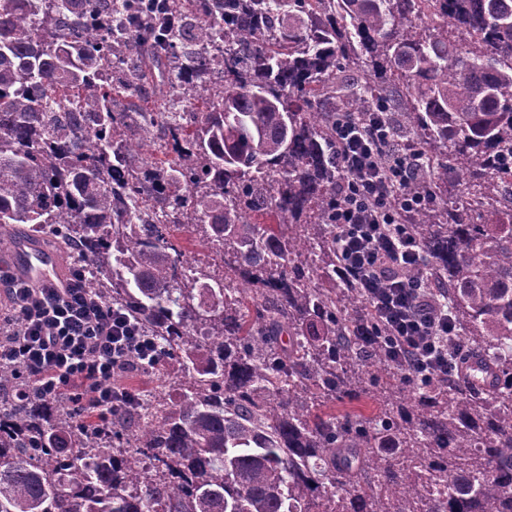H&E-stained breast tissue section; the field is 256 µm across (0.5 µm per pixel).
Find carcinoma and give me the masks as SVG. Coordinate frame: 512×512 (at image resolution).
<instances>
[{"label": "carcinoma", "mask_w": 512, "mask_h": 512, "mask_svg": "<svg viewBox=\"0 0 512 512\" xmlns=\"http://www.w3.org/2000/svg\"><path fill=\"white\" fill-rule=\"evenodd\" d=\"M338 112L421 145L405 221L492 386L362 335ZM27 233L181 383L96 418L0 366V512H512V0H0V250Z\"/></svg>", "instance_id": "carcinoma-1"}]
</instances>
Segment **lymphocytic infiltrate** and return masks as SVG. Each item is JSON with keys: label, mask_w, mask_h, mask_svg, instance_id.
I'll return each instance as SVG.
<instances>
[{"label": "lymphocytic infiltrate", "mask_w": 512, "mask_h": 512, "mask_svg": "<svg viewBox=\"0 0 512 512\" xmlns=\"http://www.w3.org/2000/svg\"><path fill=\"white\" fill-rule=\"evenodd\" d=\"M336 141L348 172L335 219L340 273L365 291L373 319L410 370H447L448 313L432 303L425 279L401 274L420 262L410 226L397 217L413 204L400 190L420 175V159L395 152L390 126L376 119L338 116ZM0 293L8 301L0 311V364L19 367L44 397L88 388L95 409H111L124 395L112 384L117 369L155 359V342L92 297L81 278L57 288L0 273Z\"/></svg>", "instance_id": "1"}]
</instances>
